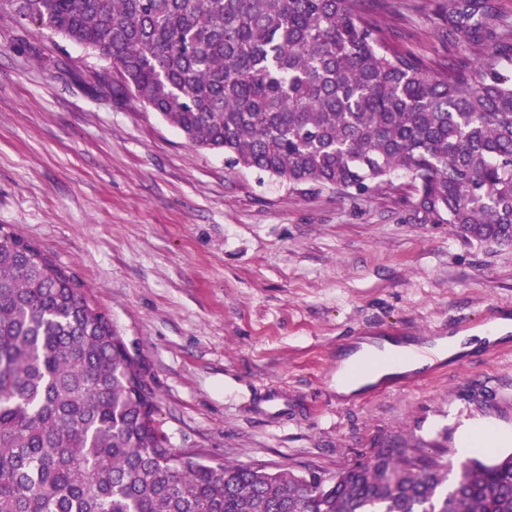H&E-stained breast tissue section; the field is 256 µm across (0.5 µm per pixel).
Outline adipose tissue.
<instances>
[{"instance_id":"adipose-tissue-1","label":"adipose tissue","mask_w":512,"mask_h":512,"mask_svg":"<svg viewBox=\"0 0 512 512\" xmlns=\"http://www.w3.org/2000/svg\"><path fill=\"white\" fill-rule=\"evenodd\" d=\"M468 333L440 337L425 345L384 341L382 346L362 344L345 355L336 370V391L348 396L385 378L416 371L472 351Z\"/></svg>"}]
</instances>
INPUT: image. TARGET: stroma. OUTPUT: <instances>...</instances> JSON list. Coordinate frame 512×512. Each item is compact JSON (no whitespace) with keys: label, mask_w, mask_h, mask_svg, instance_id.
I'll return each mask as SVG.
<instances>
[{"label":"stroma","mask_w":512,"mask_h":512,"mask_svg":"<svg viewBox=\"0 0 512 512\" xmlns=\"http://www.w3.org/2000/svg\"><path fill=\"white\" fill-rule=\"evenodd\" d=\"M436 0H384L398 48L463 57ZM80 45L0 18V224L51 253L109 316L176 449L328 474L379 448L459 462L464 431L512 451V340L415 384L344 398L341 351L512 317V247L416 220L406 192L294 190L193 148L135 97L90 92Z\"/></svg>","instance_id":"35a3bbf8"}]
</instances>
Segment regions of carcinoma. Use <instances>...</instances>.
I'll return each instance as SVG.
<instances>
[{"mask_svg":"<svg viewBox=\"0 0 512 512\" xmlns=\"http://www.w3.org/2000/svg\"><path fill=\"white\" fill-rule=\"evenodd\" d=\"M112 67L197 149L353 197L407 180L415 215L512 246V34L440 0L473 59L393 45L373 0H0ZM138 360L76 277L0 224V512H512V452L459 465L380 448L325 476L170 447Z\"/></svg>","mask_w":512,"mask_h":512,"instance_id":"carcinoma-1","label":"carcinoma"}]
</instances>
